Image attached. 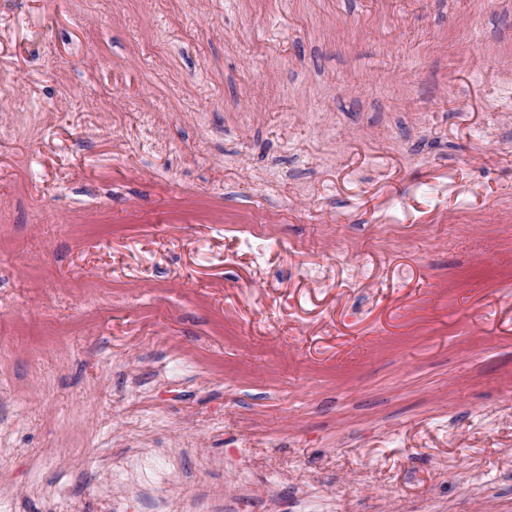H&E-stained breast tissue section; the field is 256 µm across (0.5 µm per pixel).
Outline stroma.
I'll use <instances>...</instances> for the list:
<instances>
[{"label":"stroma","instance_id":"obj_1","mask_svg":"<svg viewBox=\"0 0 512 512\" xmlns=\"http://www.w3.org/2000/svg\"><path fill=\"white\" fill-rule=\"evenodd\" d=\"M0 493L512 512V0H0ZM179 470V458L169 456L165 466H156L149 460L137 459L130 465L126 473L112 472V482L126 487L127 498L139 499L152 496L155 499V509L164 511V501L158 493ZM135 474V476H134ZM130 476L135 477L133 479Z\"/></svg>","mask_w":512,"mask_h":512}]
</instances>
